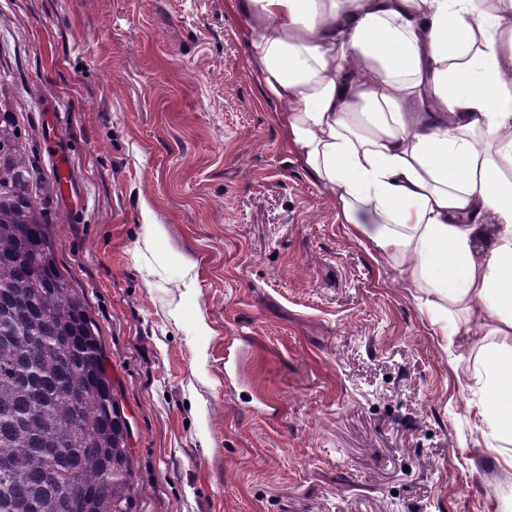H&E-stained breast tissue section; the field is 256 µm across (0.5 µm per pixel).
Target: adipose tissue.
<instances>
[{
  "mask_svg": "<svg viewBox=\"0 0 512 512\" xmlns=\"http://www.w3.org/2000/svg\"><path fill=\"white\" fill-rule=\"evenodd\" d=\"M228 6L290 153L434 334L472 342L479 415L512 443V0Z\"/></svg>",
  "mask_w": 512,
  "mask_h": 512,
  "instance_id": "ef3b65f1",
  "label": "adipose tissue"
}]
</instances>
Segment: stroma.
<instances>
[{
	"label": "stroma",
	"mask_w": 512,
	"mask_h": 512,
	"mask_svg": "<svg viewBox=\"0 0 512 512\" xmlns=\"http://www.w3.org/2000/svg\"><path fill=\"white\" fill-rule=\"evenodd\" d=\"M249 27L226 0H0L58 263L132 420V512H512L474 351L292 161Z\"/></svg>",
	"instance_id": "35a3bbf8"
}]
</instances>
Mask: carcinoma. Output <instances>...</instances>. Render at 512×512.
Returning a JSON list of instances; mask_svg holds the SVG:
<instances>
[{"label": "carcinoma", "mask_w": 512, "mask_h": 512, "mask_svg": "<svg viewBox=\"0 0 512 512\" xmlns=\"http://www.w3.org/2000/svg\"><path fill=\"white\" fill-rule=\"evenodd\" d=\"M0 80V512H131L129 417Z\"/></svg>", "instance_id": "1"}]
</instances>
